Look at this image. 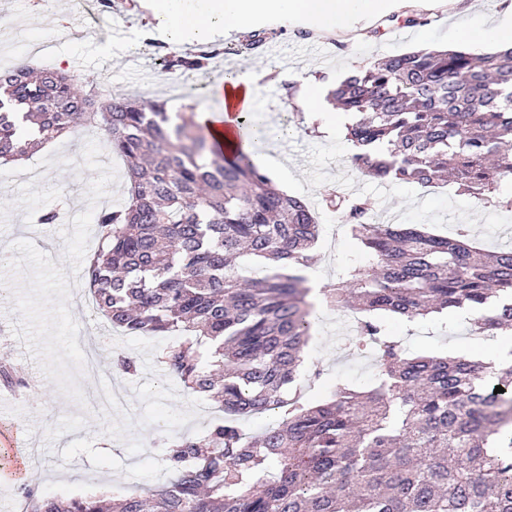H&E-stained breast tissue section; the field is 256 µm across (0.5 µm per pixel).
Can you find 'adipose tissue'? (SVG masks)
I'll list each match as a JSON object with an SVG mask.
<instances>
[{"label": "adipose tissue", "mask_w": 512, "mask_h": 512, "mask_svg": "<svg viewBox=\"0 0 512 512\" xmlns=\"http://www.w3.org/2000/svg\"><path fill=\"white\" fill-rule=\"evenodd\" d=\"M157 18L172 19L174 36L204 39L228 30L251 27L259 21L304 23L332 34L351 26L360 16L397 7L399 0H149ZM456 34L472 44L512 45V5L496 23L468 20Z\"/></svg>", "instance_id": "ef3b65f1"}]
</instances>
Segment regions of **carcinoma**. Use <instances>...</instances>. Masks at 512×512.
<instances>
[{"label": "carcinoma", "mask_w": 512, "mask_h": 512, "mask_svg": "<svg viewBox=\"0 0 512 512\" xmlns=\"http://www.w3.org/2000/svg\"><path fill=\"white\" fill-rule=\"evenodd\" d=\"M211 58L171 51L162 61L189 79ZM78 83L26 62L0 70V159L78 125L103 133L129 189L96 217L100 243L84 269L96 308L129 336L173 337L163 370L225 418L167 449L177 476L159 490L107 501L28 489L26 512H512V363L408 355L380 319L466 305L475 331L512 330V249L484 254L464 229L383 224L367 201L329 193L325 206L376 267L348 272L326 298L362 314L380 379L369 391L339 384L315 405L287 398L312 336L303 270L316 261L320 224L253 164L265 130L244 115L250 150L228 157L161 98ZM331 100L352 116L350 166L375 180L428 184L449 171L478 200L512 180V49L391 56L355 70ZM66 199L35 223H58ZM252 264L266 275L245 281ZM276 409L280 423L257 435L239 421Z\"/></svg>", "instance_id": "obj_1"}]
</instances>
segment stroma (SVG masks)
Segmentation results:
<instances>
[{
	"label": "stroma",
	"instance_id": "1",
	"mask_svg": "<svg viewBox=\"0 0 512 512\" xmlns=\"http://www.w3.org/2000/svg\"><path fill=\"white\" fill-rule=\"evenodd\" d=\"M141 3L112 0V9L105 14L96 0H0V14L11 19L9 26L0 27V55L23 50L46 26L81 21L95 28V35L55 40L50 59H33V66L64 65L79 72L86 87L108 76L113 92L140 96L144 77L157 71L153 61L134 55L133 45L140 37L172 43L182 54L194 53L202 44L217 49L222 68L202 75L206 93L184 89L169 111L189 113L215 105L220 71L233 72L249 64L269 69L252 118L266 131L264 152L278 162L269 176L276 180L288 173L292 194L318 201L332 190L348 187L371 203L378 219L425 224L445 235L464 225L483 249L512 246V185L480 201L459 193L451 183L427 188L379 182L351 170L346 163L351 153L347 139L306 123L297 105L298 70H307L329 88L358 67L392 55L454 48L457 6L442 11L410 9L418 23L408 27L410 35L404 40L394 39V31L404 25L391 14L372 28L365 20L354 22L342 40L319 39L309 27L270 25V40L252 53L240 49L239 32L203 43L193 38L170 42ZM117 25L126 30V37L115 42L111 53L97 52L100 36H111ZM315 42L322 45L317 54L309 50ZM1 171L7 177L0 179V255L7 261L0 265V329L20 330L24 340L18 347L0 344V359L13 366L17 382L11 389L0 387V428L20 431L27 471L24 481L0 483V512H20L26 486L49 497L71 498L144 493L168 485L175 469L167 447L207 431L223 413L204 396L185 393L163 372L157 356L167 343L165 337L104 335V318L86 307L90 290L83 269L92 253L86 240L97 229V212L126 196L122 159L103 146L99 131L80 127L39 150L24 166L9 163L0 166ZM63 191L69 204L61 222L37 226L34 212L55 204ZM316 250L322 259L310 274L327 289L336 287L349 270L369 263L354 240L341 236L319 239ZM342 314V308L325 305L313 318L296 385L302 401L322 400L340 382L365 388L378 377L370 354L352 351ZM471 319L470 311L458 309L407 322L390 319L386 327L410 352L447 356L472 344ZM90 342L99 356L95 385H110L123 393L122 402L103 415L92 412L91 386L79 369L80 351ZM124 356L136 360V373L123 372Z\"/></svg>",
	"mask_w": 512,
	"mask_h": 512
}]
</instances>
